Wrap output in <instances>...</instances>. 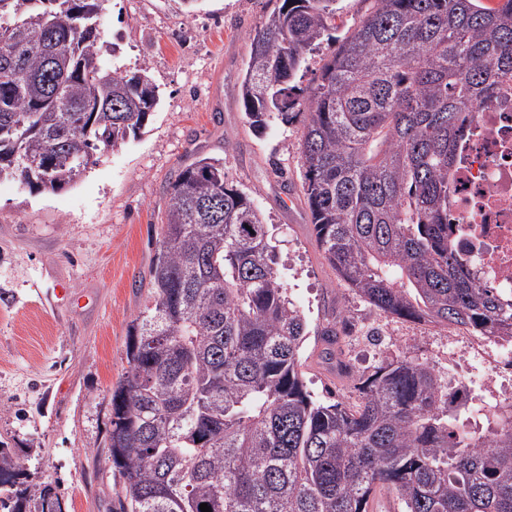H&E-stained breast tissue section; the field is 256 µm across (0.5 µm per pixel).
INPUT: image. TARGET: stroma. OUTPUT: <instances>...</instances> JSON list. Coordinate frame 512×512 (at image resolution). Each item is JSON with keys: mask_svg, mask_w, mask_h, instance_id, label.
Instances as JSON below:
<instances>
[{"mask_svg": "<svg viewBox=\"0 0 512 512\" xmlns=\"http://www.w3.org/2000/svg\"><path fill=\"white\" fill-rule=\"evenodd\" d=\"M273 0H104L103 40L126 69L148 68L160 102L136 139L105 151L73 186L38 191L0 180V441L29 489L56 488L66 512H110L115 477L103 446L110 394L127 369L126 336L143 307L167 190L201 157L263 213L287 296L309 331L338 309L344 377L305 346L320 399L356 404L357 378L396 357L446 374L447 341L380 312L340 282L318 249L302 193L303 124L249 127L240 101L251 32Z\"/></svg>", "mask_w": 512, "mask_h": 512, "instance_id": "35a3bbf8", "label": "stroma"}]
</instances>
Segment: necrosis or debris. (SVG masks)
<instances>
[{"mask_svg": "<svg viewBox=\"0 0 512 512\" xmlns=\"http://www.w3.org/2000/svg\"><path fill=\"white\" fill-rule=\"evenodd\" d=\"M448 214L455 226L459 269L477 284L496 289L512 302V80L479 107L455 149ZM450 345H462L465 362L498 369L512 364V346L494 339L467 341L452 331Z\"/></svg>", "mask_w": 512, "mask_h": 512, "instance_id": "necrosis-or-debris-1", "label": "necrosis or debris"}]
</instances>
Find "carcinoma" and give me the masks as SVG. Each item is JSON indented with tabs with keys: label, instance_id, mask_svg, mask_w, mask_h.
Returning <instances> with one entry per match:
<instances>
[{
	"label": "carcinoma",
	"instance_id": "1",
	"mask_svg": "<svg viewBox=\"0 0 512 512\" xmlns=\"http://www.w3.org/2000/svg\"><path fill=\"white\" fill-rule=\"evenodd\" d=\"M337 0H281L249 35L240 97L249 126L304 117L302 190L338 279L387 315L512 340V307L462 276L448 252V169L480 100L512 78V0H374L336 40ZM101 0H0V41L19 77L0 82V179L49 167L60 190L137 135L160 101L147 68L122 69L101 38ZM319 75L296 81L323 42ZM275 246L224 160L201 158L168 188L128 369L110 397L105 448L117 512H512V407L492 436L448 415L426 363L389 360L359 401L308 390L306 321ZM335 357L336 323L318 332ZM0 448V512H61Z\"/></svg>",
	"mask_w": 512,
	"mask_h": 512
}]
</instances>
